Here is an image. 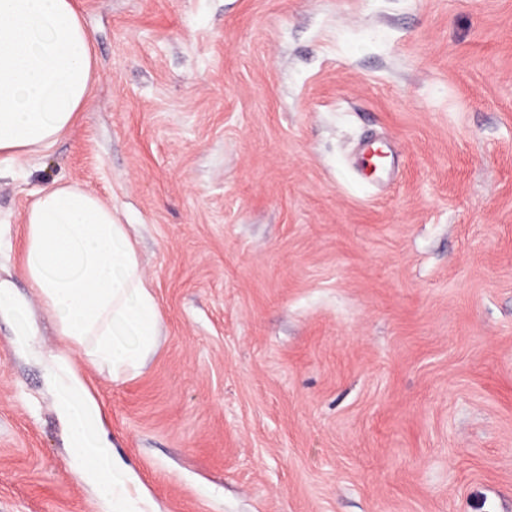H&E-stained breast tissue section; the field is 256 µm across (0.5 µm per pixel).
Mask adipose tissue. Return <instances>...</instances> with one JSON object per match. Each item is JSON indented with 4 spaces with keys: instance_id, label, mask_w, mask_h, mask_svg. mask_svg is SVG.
<instances>
[{
    "instance_id": "ef3b65f1",
    "label": "adipose tissue",
    "mask_w": 512,
    "mask_h": 512,
    "mask_svg": "<svg viewBox=\"0 0 512 512\" xmlns=\"http://www.w3.org/2000/svg\"><path fill=\"white\" fill-rule=\"evenodd\" d=\"M91 37L74 0H0V158L49 152L87 106ZM25 274L65 345L42 350L26 304L0 280V315L22 318L17 340L45 365L56 410L76 453L75 479L110 512H155L139 477L108 450L101 407L81 362L113 379L138 371L155 351L161 315L128 228L110 204L65 180L45 185L22 228Z\"/></svg>"
}]
</instances>
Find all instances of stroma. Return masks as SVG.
<instances>
[{
	"label": "stroma",
	"mask_w": 512,
	"mask_h": 512,
	"mask_svg": "<svg viewBox=\"0 0 512 512\" xmlns=\"http://www.w3.org/2000/svg\"><path fill=\"white\" fill-rule=\"evenodd\" d=\"M75 5L90 104L0 222L64 179L131 225L158 347L85 372L157 512H512V0ZM16 327L0 512H107Z\"/></svg>",
	"instance_id": "1"
}]
</instances>
